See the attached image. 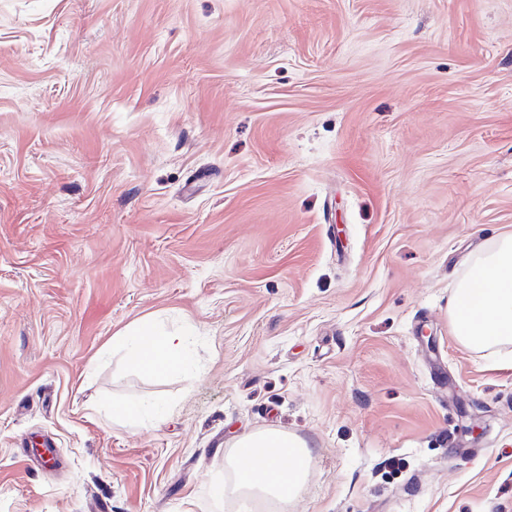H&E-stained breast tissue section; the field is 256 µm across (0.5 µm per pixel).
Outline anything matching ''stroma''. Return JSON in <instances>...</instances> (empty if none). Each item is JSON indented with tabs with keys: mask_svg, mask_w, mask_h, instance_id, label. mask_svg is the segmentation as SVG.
Listing matches in <instances>:
<instances>
[{
	"mask_svg": "<svg viewBox=\"0 0 512 512\" xmlns=\"http://www.w3.org/2000/svg\"><path fill=\"white\" fill-rule=\"evenodd\" d=\"M506 234L512 0H0V512H512V346L448 323ZM267 428L285 505L225 492ZM188 336L185 332H169L146 321L126 329L112 338V346L124 348L133 368L150 374L178 371L185 362ZM157 413V408L151 403L116 404L112 406V421L131 422L136 418H152ZM231 447L234 491L288 503L304 482L309 450L298 437L277 429L258 430L238 437Z\"/></svg>",
	"mask_w": 512,
	"mask_h": 512,
	"instance_id": "1",
	"label": "stroma"
}]
</instances>
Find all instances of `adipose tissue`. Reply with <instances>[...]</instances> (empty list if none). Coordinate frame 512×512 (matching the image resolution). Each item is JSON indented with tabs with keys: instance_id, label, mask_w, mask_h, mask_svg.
<instances>
[{
	"instance_id": "obj_1",
	"label": "adipose tissue",
	"mask_w": 512,
	"mask_h": 512,
	"mask_svg": "<svg viewBox=\"0 0 512 512\" xmlns=\"http://www.w3.org/2000/svg\"><path fill=\"white\" fill-rule=\"evenodd\" d=\"M450 328L465 348L486 351L512 344V235L501 237L468 266L449 304ZM188 336L146 321L118 333L133 368L150 374L178 371L185 362ZM233 488L288 502L309 466L305 442L277 429L238 437L230 454Z\"/></svg>"
}]
</instances>
